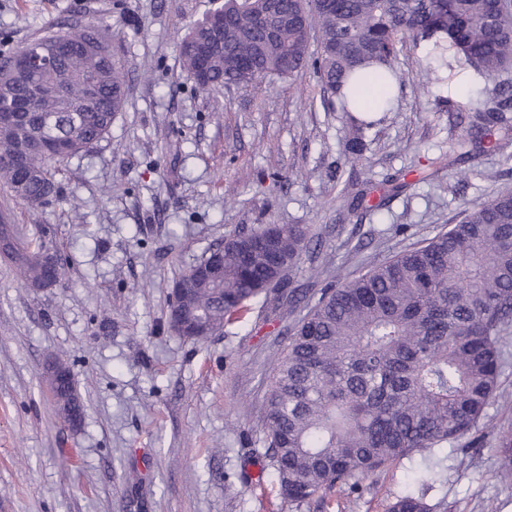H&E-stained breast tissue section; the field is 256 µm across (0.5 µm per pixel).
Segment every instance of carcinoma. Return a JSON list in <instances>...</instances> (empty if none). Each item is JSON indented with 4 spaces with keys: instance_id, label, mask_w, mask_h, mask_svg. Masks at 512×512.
<instances>
[{
    "instance_id": "cac0c4a2",
    "label": "carcinoma",
    "mask_w": 512,
    "mask_h": 512,
    "mask_svg": "<svg viewBox=\"0 0 512 512\" xmlns=\"http://www.w3.org/2000/svg\"><path fill=\"white\" fill-rule=\"evenodd\" d=\"M182 37L183 71L202 91L252 86L299 72L317 42L315 68L327 98L345 113L349 160H361L364 130L376 120L353 115L343 92L348 74L374 62L401 82L394 61L410 39L429 45L423 85L448 84L452 62L463 61L486 82L497 109L476 106L455 138L457 158L492 152L512 161V83L497 81L512 68V0H223ZM56 67L31 72L0 64V111L28 97L39 83L54 93L19 112L0 129V182L31 208L58 195L56 173L68 158L109 133L123 111L122 61L104 23L75 24ZM271 235L272 247L243 252L237 242ZM322 237L303 224H259L224 238L200 260L214 276L194 277L182 300L185 320L213 334L239 319L263 296L299 311L288 343L270 363L263 399V443L283 499L297 506L327 494L349 495L359 481L415 453L469 437L500 393L503 339L512 327V192L467 207L457 224L430 239L346 275L315 297L282 292L280 260L299 269ZM4 259L28 286H54L40 259L0 226ZM50 390L63 419L82 415L70 367ZM499 477L512 482V415L493 426ZM427 463L408 480L434 482ZM388 512H432L412 491Z\"/></svg>"
}]
</instances>
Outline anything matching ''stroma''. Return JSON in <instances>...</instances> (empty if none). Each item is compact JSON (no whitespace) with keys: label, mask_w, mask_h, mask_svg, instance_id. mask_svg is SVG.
<instances>
[{"label":"stroma","mask_w":512,"mask_h":512,"mask_svg":"<svg viewBox=\"0 0 512 512\" xmlns=\"http://www.w3.org/2000/svg\"><path fill=\"white\" fill-rule=\"evenodd\" d=\"M210 0H0V58L34 37L101 21L125 62L128 98L109 134L72 156L60 194L38 208L0 184V218L61 259L41 292L0 260V512H387L422 455L361 480L349 497L294 507L265 457L260 416L271 358L294 317L255 300L200 342L169 332L178 276L232 231L310 224L312 269L293 288L320 289L458 223L466 207L512 191L498 157L464 164L458 194L434 160L452 152L448 106L481 103L483 84L447 99L421 85L425 44L398 56L403 82L384 122L348 160V124L324 107L313 64L293 79L198 90L178 43ZM404 176L408 186L383 195ZM366 198L347 208L345 183ZM66 359L79 427L46 397L45 368ZM490 442L449 449L423 490L443 512H512ZM482 472L481 482L469 473ZM250 483H243L242 474Z\"/></svg>","instance_id":"obj_1"}]
</instances>
